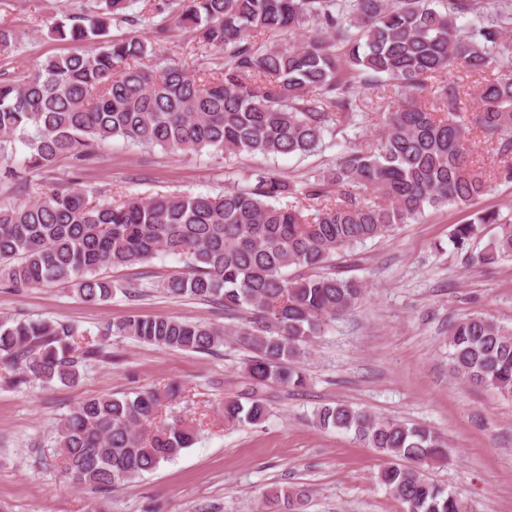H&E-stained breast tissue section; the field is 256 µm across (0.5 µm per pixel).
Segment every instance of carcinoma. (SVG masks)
<instances>
[{
	"label": "carcinoma",
	"mask_w": 512,
	"mask_h": 512,
	"mask_svg": "<svg viewBox=\"0 0 512 512\" xmlns=\"http://www.w3.org/2000/svg\"><path fill=\"white\" fill-rule=\"evenodd\" d=\"M132 0H78L69 22L49 31L75 46L19 78H0V181L23 191L66 160L81 175L104 143L169 153L310 156L341 147L336 165L296 183L275 168L248 175L245 189L222 195H155L119 203L76 189L43 186L34 200L0 206V287L55 285L86 302L137 290L99 277L109 267L183 259L187 273L161 283L241 314L232 335L247 360V403L224 401V421L260 425L269 405L258 388L305 384L298 360L329 323L362 298V284L323 272L338 252L390 236L429 209L470 208L491 178L512 181V4L491 13L483 0H154L158 14L178 11L180 28L224 55L205 71L170 59L145 64L153 49L137 35L107 39L112 24L133 28ZM10 10L0 13V56L16 50ZM288 33L291 43L260 42ZM451 70L479 83L473 117L462 114L461 84L429 86ZM389 87L386 111L363 110L361 91ZM432 88L431 107L416 98ZM360 124L379 128L357 144L337 135ZM494 141L490 174L470 165L473 131ZM27 147L12 160L14 145ZM311 202L305 213L301 201ZM484 224L497 235L475 256L486 266L512 257V224L494 211L458 224L452 243L466 250ZM73 323L46 318L0 320V362L16 387L75 382L92 361L112 359L109 339L129 336L159 347L208 353L224 329L180 317H130L104 323L98 338ZM450 371L512 398V328L482 315L448 329ZM162 396L152 390L83 400L58 425L62 478L109 493L135 482L191 447L195 431L176 419L155 424ZM322 428L352 432L383 456L377 483L401 512H469L468 503L431 477L448 461L444 438L421 425L377 418L350 405L324 406ZM305 494H265L266 512H301Z\"/></svg>",
	"instance_id": "carcinoma-1"
}]
</instances>
